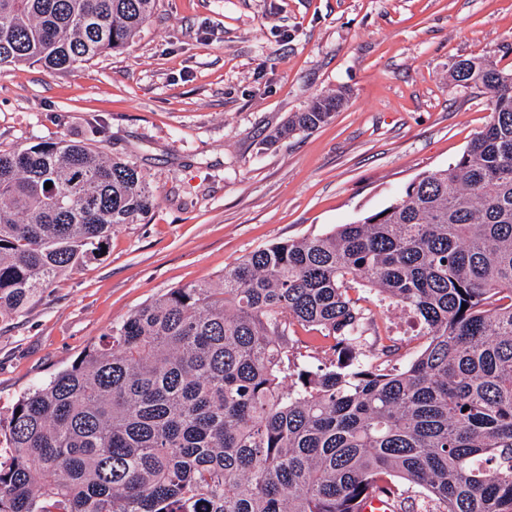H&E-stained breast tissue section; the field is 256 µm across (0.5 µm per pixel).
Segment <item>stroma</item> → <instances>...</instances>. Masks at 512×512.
<instances>
[{
	"label": "stroma",
	"instance_id": "1",
	"mask_svg": "<svg viewBox=\"0 0 512 512\" xmlns=\"http://www.w3.org/2000/svg\"><path fill=\"white\" fill-rule=\"evenodd\" d=\"M488 59L512 73V0H158L126 49L65 73L0 68V148L66 137L135 149L156 189L145 221L0 323V415L169 289L206 281L271 244L384 209L448 168L492 101L452 73ZM327 124L274 134L316 96ZM376 335L424 344L416 321L375 306Z\"/></svg>",
	"mask_w": 512,
	"mask_h": 512
}]
</instances>
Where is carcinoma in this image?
I'll return each mask as SVG.
<instances>
[{
	"label": "carcinoma",
	"instance_id": "carcinoma-1",
	"mask_svg": "<svg viewBox=\"0 0 512 512\" xmlns=\"http://www.w3.org/2000/svg\"><path fill=\"white\" fill-rule=\"evenodd\" d=\"M156 0H0V65L67 72L132 43ZM453 77L491 119L446 169L326 235L171 288L19 398L0 512H512V74ZM320 95L279 138L328 122ZM52 187L45 188V183ZM130 155L59 139L0 150V323L156 206ZM426 338L376 337L364 293ZM466 310H461L462 306ZM329 342L299 363L295 327Z\"/></svg>",
	"mask_w": 512,
	"mask_h": 512
}]
</instances>
